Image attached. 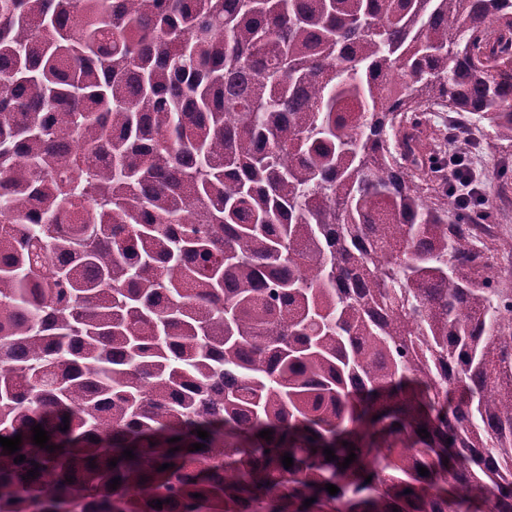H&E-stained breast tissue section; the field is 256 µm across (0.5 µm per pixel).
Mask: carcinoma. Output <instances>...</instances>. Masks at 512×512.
<instances>
[{"label": "carcinoma", "mask_w": 512, "mask_h": 512, "mask_svg": "<svg viewBox=\"0 0 512 512\" xmlns=\"http://www.w3.org/2000/svg\"><path fill=\"white\" fill-rule=\"evenodd\" d=\"M432 105L512 142V0H0V512H512Z\"/></svg>", "instance_id": "carcinoma-1"}]
</instances>
